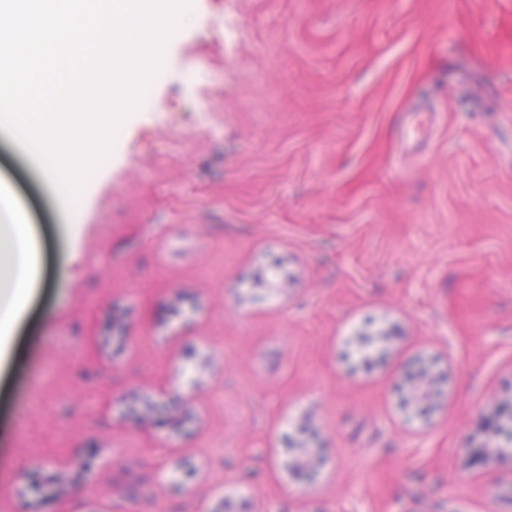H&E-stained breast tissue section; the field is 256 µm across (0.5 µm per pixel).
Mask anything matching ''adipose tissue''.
<instances>
[{
    "instance_id": "adipose-tissue-1",
    "label": "adipose tissue",
    "mask_w": 512,
    "mask_h": 512,
    "mask_svg": "<svg viewBox=\"0 0 512 512\" xmlns=\"http://www.w3.org/2000/svg\"><path fill=\"white\" fill-rule=\"evenodd\" d=\"M41 246L25 207L11 185L0 179V331L14 328L24 317L40 282Z\"/></svg>"
}]
</instances>
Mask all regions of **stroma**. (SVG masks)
Masks as SVG:
<instances>
[{
  "label": "stroma",
  "mask_w": 512,
  "mask_h": 512,
  "mask_svg": "<svg viewBox=\"0 0 512 512\" xmlns=\"http://www.w3.org/2000/svg\"><path fill=\"white\" fill-rule=\"evenodd\" d=\"M148 86L72 211L0 137L42 246L0 335V512H196L219 483L271 512H512V455L469 448L512 401V0H190ZM414 109L428 140L399 136ZM273 258L281 291L251 278ZM368 317L392 337L355 367ZM423 360L425 423L395 389ZM162 386L192 434L128 416ZM315 441V436L304 426H300L297 431V439L292 438L287 442V447L296 448V454L288 460L287 468L300 474L305 483L309 485L316 476V463L313 456V447L311 443Z\"/></svg>",
  "instance_id": "35a3bbf8"
}]
</instances>
